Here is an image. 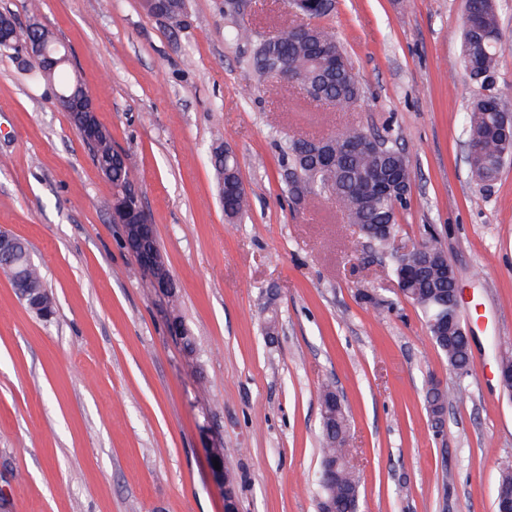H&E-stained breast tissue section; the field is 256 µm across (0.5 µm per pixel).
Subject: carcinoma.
Returning <instances> with one entry per match:
<instances>
[{
  "mask_svg": "<svg viewBox=\"0 0 512 512\" xmlns=\"http://www.w3.org/2000/svg\"><path fill=\"white\" fill-rule=\"evenodd\" d=\"M168 20L183 23L186 14V0H167ZM333 10L332 0H304L303 11L308 23L299 32L289 29L275 41L262 40L253 45L249 62L260 79L272 77L268 66L273 61L285 64L288 70L298 76V82L313 100H327L340 110L353 108L361 98L362 87L353 65L345 54L335 35L319 20ZM464 25L477 29L474 45L463 40V64L473 85V94L466 113L467 142L476 148V154L468 163L471 174L480 182L489 184L497 179L498 171L489 166L503 154L512 155V126L504 125L500 111L492 103L501 100L500 89L496 87V72L501 51L499 42V0H466ZM41 39L54 48L60 45L59 38L47 26L36 29L18 27L11 43L0 42V48L20 55V45L30 37ZM69 63H61L53 72L34 71L27 65L22 70L29 82L46 85L53 94H83L86 87L78 77L68 71ZM367 132L356 126L345 127L330 135L326 143L336 155V161L321 165L311 156L315 140L293 137L285 141L280 149L279 166L293 170L292 182L286 183L289 197L298 203L311 196H331L340 202L351 223L361 227L372 224H389L395 232L399 209L407 204L412 183V172L403 149L385 135L379 137L377 147L371 151L351 153L348 146L366 139ZM92 158L100 161L101 168L108 171L111 185L119 187L130 184L134 167L133 158L125 156L120 166L112 164L116 152L112 135L106 136L91 149ZM217 176L219 193L224 215L234 220L246 212L249 201L240 179L235 160L225 157L213 163ZM431 251L425 259L418 246L394 258L393 273L401 280L404 273L420 264L430 262L444 265L440 246L436 239L426 240ZM0 271L18 290L40 301L48 309H54L52 294L47 290L40 270L30 260L28 247L19 242L12 263L0 260ZM404 297L421 310L425 317L427 331L433 345L448 360L453 370L470 364V355L463 337L448 336V329L436 326V317L448 310L453 300L451 280L426 270L420 276L407 281ZM332 389L326 387L320 394L323 418V448L321 465L336 466V490L320 486L321 501L336 498L337 509L349 507L348 494L359 491V476L347 461L349 449L345 448L348 419L343 406L333 405Z\"/></svg>",
  "mask_w": 512,
  "mask_h": 512,
  "instance_id": "1",
  "label": "carcinoma"
}]
</instances>
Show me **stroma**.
<instances>
[{
  "mask_svg": "<svg viewBox=\"0 0 512 512\" xmlns=\"http://www.w3.org/2000/svg\"><path fill=\"white\" fill-rule=\"evenodd\" d=\"M68 46L179 286L194 342L111 221L112 187L68 115L0 53V230L26 240L56 303L42 321L0 274V512H224L212 448L240 512H319L320 391L348 417L358 512H495L496 460L512 457V160L484 184L465 162L471 88L465 0H337L323 18L363 88L346 112L291 81H259L228 39L224 0H188L183 26L143 0H39ZM254 37L297 20L253 0ZM497 67L512 110V0H500ZM356 124L390 134L414 173L395 247L436 238L472 337L449 369L421 312L397 292L388 251L327 197L291 204L280 145ZM223 132L250 202L224 217L211 164ZM448 403L443 435L425 408ZM214 461H218L220 468L216 470L214 468ZM212 473L215 480L224 489V511L225 512H238V503L235 490V481L231 471L226 467L224 463V455L218 453L216 450L213 451L212 460Z\"/></svg>",
  "mask_w": 512,
  "mask_h": 512,
  "instance_id": "obj_1",
  "label": "stroma"
}]
</instances>
